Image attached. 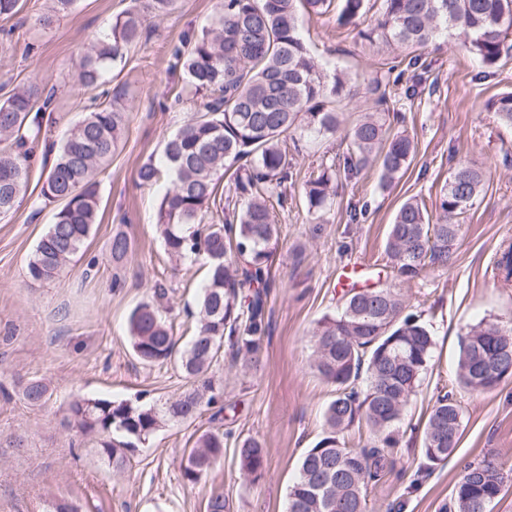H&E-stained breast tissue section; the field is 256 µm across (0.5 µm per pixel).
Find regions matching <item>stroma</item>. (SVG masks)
<instances>
[{
	"mask_svg": "<svg viewBox=\"0 0 512 512\" xmlns=\"http://www.w3.org/2000/svg\"><path fill=\"white\" fill-rule=\"evenodd\" d=\"M216 0H177L146 37L109 70L108 87L125 86L129 112L123 137L99 175L97 222L81 252L53 282L28 277L26 265L54 221L56 205L43 204L40 189L55 155L38 146L24 198L0 219V512H49L52 503L74 501L81 512H207L221 492L229 512H285L288 488L300 457L324 435L331 386L313 368L312 331L336 312L353 284L376 280L386 265L385 242L395 211L413 199L434 210L450 169L468 161L487 173L485 190L463 222L447 268H428L411 281L396 280L410 311L423 313L437 347L432 372L412 397L407 431L395 465L369 489V512H439L471 462L495 455L512 465V376L485 392L458 387L459 340L483 319L512 321V288L502 287L494 259L512 241V127L500 123L493 103L512 92V54L491 68L478 67L453 38L421 53V65L401 86H387L390 129L408 135L416 154L390 189L379 186L371 166L338 178L336 196L322 215L309 212L304 185L312 171L329 164L345 146L340 137L319 139L296 154L293 198L277 212L280 240L267 297L269 327L257 366L223 360L211 375L224 389V459L196 485H185L181 464L196 439L211 426L209 414L190 425H166L139 448L123 471L113 470L94 441L69 429L64 418L79 396L162 403L189 385L170 363L148 367L134 356L128 332L132 310L151 299L156 284L169 291L168 320L179 345L194 331L202 262L175 263L160 236L158 204L164 186L142 187L138 168L159 158L165 142L195 105L171 49L184 32L210 23ZM135 0H76L52 25L38 19L49 0H24L22 10L0 17V96L23 85L56 90L55 123L49 140H60L85 116L89 91L76 83L81 60L103 36L113 16ZM302 35L326 73L349 74L358 85L343 101L342 130L373 110L367 87L386 79L394 54L367 42L357 28L339 26L335 14L307 15ZM362 213L350 218L351 210ZM124 232L133 249L115 264L113 234ZM48 387L43 405L22 395L28 381ZM453 392L462 409V435L448 461L425 470L421 454L430 407L439 391ZM252 436L267 450V465L255 481L239 471L236 437Z\"/></svg>",
	"mask_w": 512,
	"mask_h": 512,
	"instance_id": "35a3bbf8",
	"label": "stroma"
}]
</instances>
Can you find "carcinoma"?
<instances>
[{
    "instance_id": "obj_1",
    "label": "carcinoma",
    "mask_w": 512,
    "mask_h": 512,
    "mask_svg": "<svg viewBox=\"0 0 512 512\" xmlns=\"http://www.w3.org/2000/svg\"><path fill=\"white\" fill-rule=\"evenodd\" d=\"M176 0H149L150 15L126 11L112 18L109 32L84 56L78 84L95 90L105 73L122 61L141 39L149 18L170 13ZM366 0H219L212 22L183 35L174 57L188 84L204 93L200 108L165 143L162 158L138 170L143 186L165 174L173 185L159 207L161 237L177 260L205 259L207 280L198 298L196 329L190 344L177 348L173 325L159 307L166 292L136 307L129 317L132 350L146 366L175 361L190 380L178 398L161 404L77 398L68 423L80 434L97 439L102 458L122 469L137 448L150 442L167 423L191 424L211 409V421H224V391L208 377L229 344L242 365H256L267 330L266 298L273 250L279 228L273 209L287 207L286 183L292 160L283 138L335 135L339 106L354 96L342 74L327 86L323 68L309 52L302 34L299 8L316 15L336 10L341 26H359ZM463 38V45L483 67L501 60L512 33V0H382L370 28L359 31L392 50L426 48L440 34ZM51 100L36 85L0 100V216L10 213L26 193L33 148L41 134ZM501 123L512 126V93L494 102ZM128 98L121 88L99 100L91 97L85 118L68 131L41 189L48 202L61 204L54 222L41 237L27 270L34 281L58 278L80 251L96 224L99 195L96 175L112 157L127 121ZM338 163L306 182L311 209L324 208L333 180L348 178L379 160V184L390 187L415 155L407 136H388L371 113L350 132ZM225 197L218 196L220 181ZM487 173L458 163L442 188L438 217L431 220L416 200L405 201L390 224L385 253L396 277L417 278L426 266L442 267L455 245L457 219L473 207ZM132 250L123 233L112 236V261L121 263ZM495 275L512 287V242L501 246ZM314 368L334 388L324 413L325 435L301 457L288 489L287 512H367V492L394 464L404 436L402 424L411 397L432 368L435 336L421 316L407 312L399 289L387 282L351 288L340 311L323 316L313 330ZM512 376V325L483 319L461 336L456 378L471 391L496 387ZM47 387L29 383L25 400L45 401ZM366 429L364 444L345 434L353 426ZM462 411L447 394L436 397L421 448L429 467L448 460L461 436ZM236 458L243 476L256 479L267 453L252 437L238 439ZM224 458V431L202 432L181 468L185 483H199ZM505 482L503 464L488 460L470 465L455 485L454 512H491Z\"/></svg>"
}]
</instances>
